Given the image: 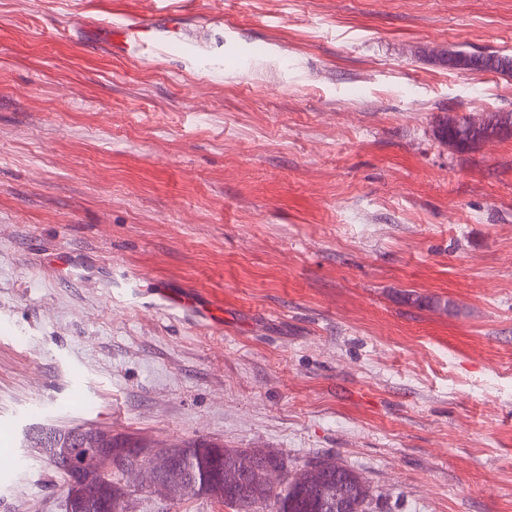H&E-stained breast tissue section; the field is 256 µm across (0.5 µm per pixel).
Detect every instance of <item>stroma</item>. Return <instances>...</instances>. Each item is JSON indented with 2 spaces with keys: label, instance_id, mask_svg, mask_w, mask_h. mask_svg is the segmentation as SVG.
<instances>
[{
  "label": "stroma",
  "instance_id": "obj_1",
  "mask_svg": "<svg viewBox=\"0 0 512 512\" xmlns=\"http://www.w3.org/2000/svg\"><path fill=\"white\" fill-rule=\"evenodd\" d=\"M172 17L165 50L109 42ZM451 50L512 57V0H0V512H65L43 425L333 453L371 512H512V136L432 135L512 113V76ZM448 54L455 58L452 69L466 72L494 70L502 74L512 75V58L508 56L488 55L481 57L463 51H449ZM477 61H481V64H477ZM512 131V114L495 116V122H490L483 127H472L466 115H448L440 120L434 131L435 137L448 144V137L457 139L454 147L458 151L470 150L481 144L488 138L498 137ZM487 144L493 139L485 141Z\"/></svg>",
  "mask_w": 512,
  "mask_h": 512
}]
</instances>
